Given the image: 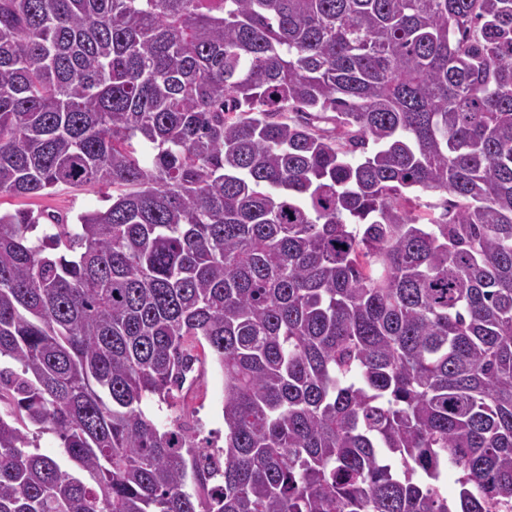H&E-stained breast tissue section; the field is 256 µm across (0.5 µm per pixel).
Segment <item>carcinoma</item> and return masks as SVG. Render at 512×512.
<instances>
[{"label":"carcinoma","mask_w":512,"mask_h":512,"mask_svg":"<svg viewBox=\"0 0 512 512\" xmlns=\"http://www.w3.org/2000/svg\"><path fill=\"white\" fill-rule=\"evenodd\" d=\"M59 185L110 205L0 213V512H512V0H0V196ZM204 343L222 457L142 409Z\"/></svg>","instance_id":"1"}]
</instances>
